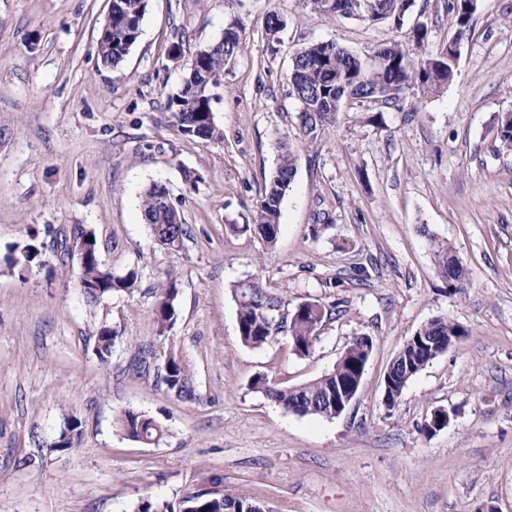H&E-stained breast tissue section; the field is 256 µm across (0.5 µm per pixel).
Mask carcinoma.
Returning a JSON list of instances; mask_svg holds the SVG:
<instances>
[{
	"label": "carcinoma",
	"mask_w": 512,
	"mask_h": 512,
	"mask_svg": "<svg viewBox=\"0 0 512 512\" xmlns=\"http://www.w3.org/2000/svg\"><path fill=\"white\" fill-rule=\"evenodd\" d=\"M310 12L329 20L354 19L362 22H390L403 26L406 14L414 0H370V13L353 7L355 0H306ZM147 10V0H112V34L98 41V59L111 71H119L130 49L142 34V21ZM454 34L460 40L470 31L475 13L470 0H451L448 3ZM286 23L278 14L268 15L265 36L269 44L280 42L279 34ZM427 27H413L408 43L385 42L373 49L356 53L334 42H316L298 49L287 74L289 95L302 109L299 116L303 133L310 135L320 127L336 120L338 112L353 99L380 97L388 106H397L409 99L418 100L434 94L455 78L457 63L452 52L444 47L435 52L425 47ZM246 47L242 27L238 20L227 23L221 38L198 50L193 60L196 67L187 68L180 88L169 101V108L176 120L180 134L201 140H220L222 135L212 113V79ZM278 164L272 172L262 199L251 216L250 223L242 226L231 224L233 231L253 229L267 246H275L280 227L281 206L294 181L298 151L284 143L275 145ZM168 194L165 186L151 184L144 192L141 207L150 235L161 247L170 252L182 249L187 236L186 224H171L161 218L159 199ZM78 235L91 246L83 264L79 265V280L90 285L83 291L88 306H95L115 291L134 288L137 277L130 272L125 276L112 273L101 257L95 231L79 229ZM30 247L22 252L15 248L9 264L41 265L44 245L30 237ZM431 247L438 271L452 286L460 285L466 278V269L456 259L452 246L441 240H431ZM179 288L177 281L169 279L160 289L154 311L158 332L163 334L177 319ZM237 325L240 342L253 349H261L274 341L279 334L287 333L292 351L299 357L310 355L319 339V327L325 308L315 301H305L289 311L281 298L268 293L256 280L242 281L236 288ZM467 331L458 323L444 317L435 318L408 337L397 355L386 368L389 378L387 407H394L400 400L407 383L428 363L448 349V340L464 337ZM116 334L110 327L100 329L96 342L98 360L106 364L112 355ZM373 349L368 336H356L347 345L333 368L320 378L294 386H279L265 378H258L253 387L281 405L286 411L299 416L331 418L336 402L342 400L343 386L357 381V368H366ZM164 382L178 399L196 397L194 374L181 356L170 350L165 358ZM124 436L137 442L155 444L163 435V427L153 418L133 409H126L117 418ZM81 421L75 416L65 419V426L52 442L61 451L76 448L81 439ZM137 512H268L260 500L243 495L226 494L219 488H202L188 491L177 504L157 505L146 500L138 505Z\"/></svg>",
	"instance_id": "1"
}]
</instances>
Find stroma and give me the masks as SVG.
Segmentation results:
<instances>
[{
	"mask_svg": "<svg viewBox=\"0 0 512 512\" xmlns=\"http://www.w3.org/2000/svg\"><path fill=\"white\" fill-rule=\"evenodd\" d=\"M109 8L0 0V512H136L212 479L272 512H512V144L497 137L512 112V0H478L447 87L397 108L348 103L311 140L288 94L295 51L361 52L419 22L437 50L453 35L448 0H414L400 29L321 19L304 0H148L121 79L97 56ZM272 12L287 21L273 51ZM234 18L248 48L217 90L223 138L185 137L169 98L187 58ZM278 141L301 161L270 249L226 226L256 209ZM154 182L188 225L181 251L158 246L143 219ZM79 227L95 230L114 275L136 273L132 292L85 306L60 249ZM432 235L453 244L461 288L439 274ZM32 236L43 263L22 273L7 258ZM170 278L178 317L162 335L154 308ZM249 278L288 306L326 307L310 356L283 337L260 350L240 343L234 288ZM436 317L466 336L386 408V367ZM105 325L117 338L104 365ZM357 336L374 348L338 417L292 414L251 387L259 376L313 381ZM170 348L194 373L195 400L163 382ZM128 408L163 424L158 444L120 432ZM438 408L449 424L423 432ZM69 415L82 437L60 452L52 443Z\"/></svg>",
	"mask_w": 512,
	"mask_h": 512,
	"instance_id": "1",
	"label": "stroma"
}]
</instances>
